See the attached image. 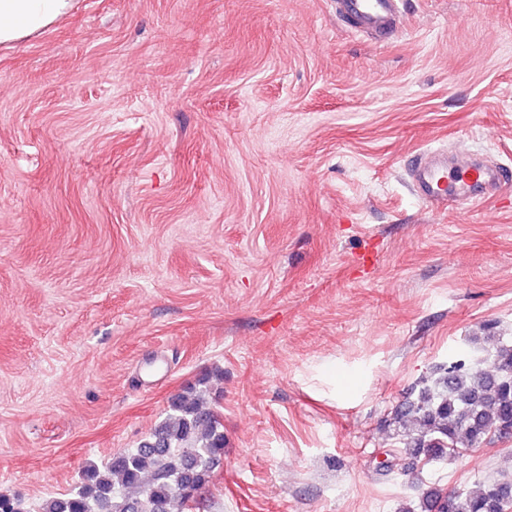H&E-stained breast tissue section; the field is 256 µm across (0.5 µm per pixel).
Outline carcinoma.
<instances>
[{
	"label": "carcinoma",
	"mask_w": 512,
	"mask_h": 512,
	"mask_svg": "<svg viewBox=\"0 0 512 512\" xmlns=\"http://www.w3.org/2000/svg\"><path fill=\"white\" fill-rule=\"evenodd\" d=\"M494 357V370L455 355L424 379L394 420L411 415L416 432L403 435L413 455L429 460L453 458L461 451L512 431V341L495 324L469 338ZM208 389L177 395L165 418L139 447L91 464L67 493L52 497L41 512H188L176 497L180 488L203 490L224 457V426L204 407ZM424 512H512V482L487 480L475 491L443 494L432 488L422 497Z\"/></svg>",
	"instance_id": "obj_1"
}]
</instances>
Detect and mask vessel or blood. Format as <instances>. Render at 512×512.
Listing matches in <instances>:
<instances>
[{
	"mask_svg": "<svg viewBox=\"0 0 512 512\" xmlns=\"http://www.w3.org/2000/svg\"><path fill=\"white\" fill-rule=\"evenodd\" d=\"M401 0H336V16L354 21L358 34L395 36L402 25ZM412 192L436 208H469L493 196L500 186L496 170L476 163L470 156L455 162L431 152H421L412 170Z\"/></svg>",
	"mask_w": 512,
	"mask_h": 512,
	"instance_id": "b4317fda",
	"label": "vessel or blood"
}]
</instances>
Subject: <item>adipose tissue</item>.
Instances as JSON below:
<instances>
[{"label": "adipose tissue", "instance_id": "adipose-tissue-1", "mask_svg": "<svg viewBox=\"0 0 512 512\" xmlns=\"http://www.w3.org/2000/svg\"><path fill=\"white\" fill-rule=\"evenodd\" d=\"M72 0H0V43L27 38L69 12Z\"/></svg>", "mask_w": 512, "mask_h": 512}]
</instances>
